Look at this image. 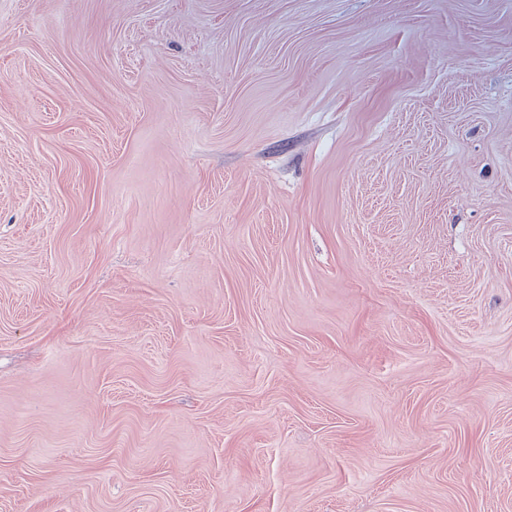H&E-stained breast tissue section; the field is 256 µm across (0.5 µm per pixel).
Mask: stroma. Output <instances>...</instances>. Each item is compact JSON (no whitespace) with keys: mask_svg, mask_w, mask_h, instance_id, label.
<instances>
[{"mask_svg":"<svg viewBox=\"0 0 512 512\" xmlns=\"http://www.w3.org/2000/svg\"><path fill=\"white\" fill-rule=\"evenodd\" d=\"M0 512H512V0H0Z\"/></svg>","mask_w":512,"mask_h":512,"instance_id":"35a3bbf8","label":"stroma"}]
</instances>
